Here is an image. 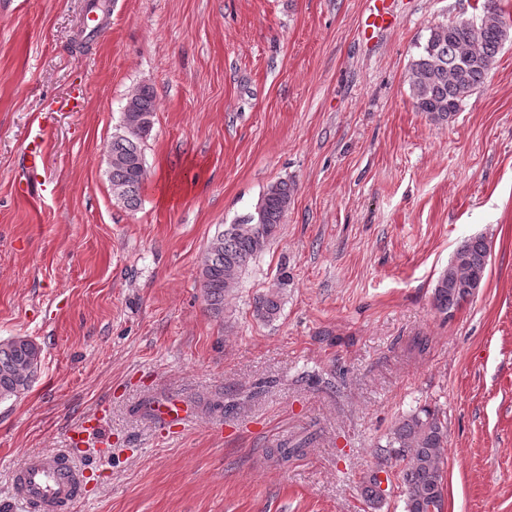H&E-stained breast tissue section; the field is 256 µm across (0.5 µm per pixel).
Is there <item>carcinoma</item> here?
I'll return each instance as SVG.
<instances>
[{
	"label": "carcinoma",
	"instance_id": "1",
	"mask_svg": "<svg viewBox=\"0 0 512 512\" xmlns=\"http://www.w3.org/2000/svg\"><path fill=\"white\" fill-rule=\"evenodd\" d=\"M497 0H485L482 13L464 25L453 21L429 28L425 43L410 63V91L417 111L446 123L480 88L496 62L502 45L512 39L511 28ZM154 91L139 87L124 108L121 123L108 146L109 182L116 203L134 209L141 201L145 179L144 142L152 130ZM292 196L286 181L269 185L255 212L227 224L211 241L201 263L200 281L207 305L215 315L224 311V297L240 283L249 263L275 236ZM489 246L482 236L465 240L440 272L432 294L434 308L448 314L473 296L471 281L485 280ZM286 276L255 300L256 316L272 320L280 312L281 286ZM42 366V350L26 336L0 342V400L27 392ZM310 439L279 445L286 460L303 452ZM386 447L401 462L403 512H444V458L448 425L442 412L424 406L396 423ZM381 470L366 480L363 493L371 506L382 502Z\"/></svg>",
	"mask_w": 512,
	"mask_h": 512
}]
</instances>
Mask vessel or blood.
Segmentation results:
<instances>
[{"mask_svg": "<svg viewBox=\"0 0 512 512\" xmlns=\"http://www.w3.org/2000/svg\"><path fill=\"white\" fill-rule=\"evenodd\" d=\"M390 26L386 7H374L367 15L363 34L372 38ZM48 118H41L26 136L23 150V174L15 185V192L23 199L40 200L53 194L50 181L42 171L45 165L46 142L44 130ZM85 474L78 469L70 456L59 454L30 457L14 476L15 495L35 512H69L74 501L81 496Z\"/></svg>", "mask_w": 512, "mask_h": 512, "instance_id": "b4317fda", "label": "vessel or blood"}]
</instances>
